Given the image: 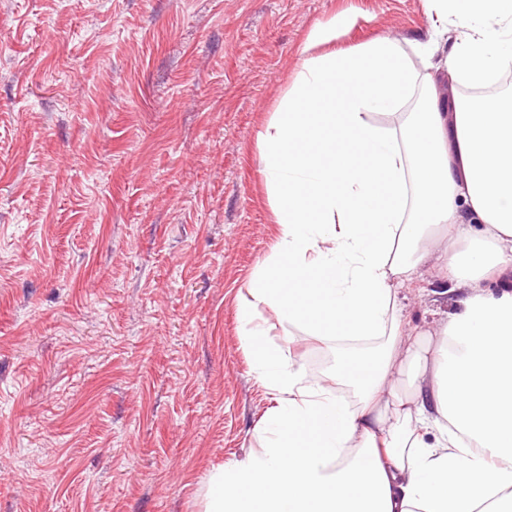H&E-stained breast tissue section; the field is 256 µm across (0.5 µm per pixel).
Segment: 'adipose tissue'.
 I'll list each match as a JSON object with an SVG mask.
<instances>
[{"instance_id": "1", "label": "adipose tissue", "mask_w": 512, "mask_h": 512, "mask_svg": "<svg viewBox=\"0 0 512 512\" xmlns=\"http://www.w3.org/2000/svg\"><path fill=\"white\" fill-rule=\"evenodd\" d=\"M427 40L314 54L259 135L277 239L238 308L274 404L261 446L209 476L205 512H512V0H431ZM465 28L447 42L449 18ZM417 97L396 128L372 116ZM440 264L458 296L405 334L400 286ZM336 344L321 374L270 341L257 309Z\"/></svg>"}]
</instances>
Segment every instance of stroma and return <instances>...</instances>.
I'll return each mask as SVG.
<instances>
[{
    "label": "stroma",
    "mask_w": 512,
    "mask_h": 512,
    "mask_svg": "<svg viewBox=\"0 0 512 512\" xmlns=\"http://www.w3.org/2000/svg\"><path fill=\"white\" fill-rule=\"evenodd\" d=\"M347 14L340 49L433 22L428 0H0V512H204L213 468L258 447V137ZM440 289L401 290L412 332L454 308ZM336 40V17L326 25L316 26L309 34L300 53L307 56L310 50Z\"/></svg>",
    "instance_id": "obj_1"
}]
</instances>
